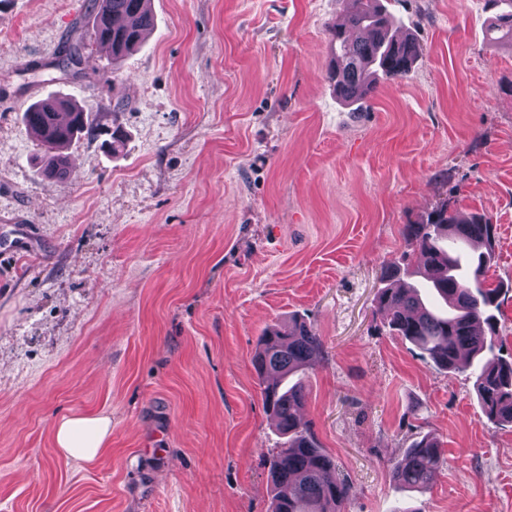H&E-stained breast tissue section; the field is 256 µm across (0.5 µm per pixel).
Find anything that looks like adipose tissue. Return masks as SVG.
<instances>
[{
    "instance_id": "obj_1",
    "label": "adipose tissue",
    "mask_w": 512,
    "mask_h": 512,
    "mask_svg": "<svg viewBox=\"0 0 512 512\" xmlns=\"http://www.w3.org/2000/svg\"><path fill=\"white\" fill-rule=\"evenodd\" d=\"M111 432L109 416L67 415L55 420L52 438L65 458L92 464L106 453Z\"/></svg>"
}]
</instances>
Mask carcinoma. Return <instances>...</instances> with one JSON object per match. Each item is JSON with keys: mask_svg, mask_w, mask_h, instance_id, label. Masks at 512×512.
<instances>
[{"mask_svg": "<svg viewBox=\"0 0 512 512\" xmlns=\"http://www.w3.org/2000/svg\"><path fill=\"white\" fill-rule=\"evenodd\" d=\"M148 0H93L94 39L112 44V57L135 50L142 30L154 26ZM492 31L512 38V0H498ZM388 13L377 0H353L343 21L328 26L331 66L328 80L347 105L365 101L383 78H406L420 52L411 37L390 32ZM65 110L70 123L61 127L53 114ZM26 125L48 151H55L42 175L66 179L68 157L62 153L82 132L93 129L87 113L68 99H47L24 112ZM406 244L419 254L411 270L389 269L376 295L384 327L416 347L439 369L470 372L488 419L512 425V356L500 354L503 339L498 315L504 284H490L486 273L494 259L495 226L483 213L461 217L447 204L433 208L420 224H405ZM323 348L313 326L293 318L285 327L261 336L252 366L262 383L263 401L285 438L269 461L274 488L271 512H343L351 484L321 448L312 426L299 419L306 401L304 377ZM443 464L440 441L425 435L391 472L402 486L428 485Z\"/></svg>", "mask_w": 512, "mask_h": 512, "instance_id": "cac0c4a2", "label": "carcinoma"}]
</instances>
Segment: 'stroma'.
<instances>
[{"label": "stroma", "instance_id": "obj_1", "mask_svg": "<svg viewBox=\"0 0 512 512\" xmlns=\"http://www.w3.org/2000/svg\"><path fill=\"white\" fill-rule=\"evenodd\" d=\"M349 3L150 0L116 62L90 0H0V512H270L281 438L251 360L291 316L323 342L302 419L345 512H512V428L374 310L382 268L417 260L402 226L442 201L496 224L488 277L512 284V42L487 0H382L421 51L355 112L326 80ZM50 95L95 127L53 184L23 120ZM86 412L112 418L91 466L51 437ZM428 433L443 465L399 485ZM442 464L440 441L435 436L425 435L407 448L401 458L391 461V472L400 485L420 488L430 483Z\"/></svg>", "mask_w": 512, "mask_h": 512}]
</instances>
